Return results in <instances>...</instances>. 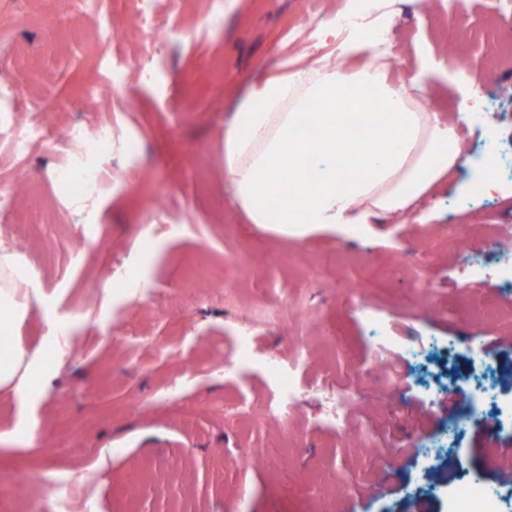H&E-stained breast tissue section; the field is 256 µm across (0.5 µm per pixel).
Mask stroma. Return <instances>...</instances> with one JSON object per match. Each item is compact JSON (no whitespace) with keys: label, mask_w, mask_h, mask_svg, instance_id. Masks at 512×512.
Returning a JSON list of instances; mask_svg holds the SVG:
<instances>
[{"label":"stroma","mask_w":512,"mask_h":512,"mask_svg":"<svg viewBox=\"0 0 512 512\" xmlns=\"http://www.w3.org/2000/svg\"><path fill=\"white\" fill-rule=\"evenodd\" d=\"M373 60L409 80L436 61L425 111L456 127L458 165L413 216L361 243L329 232L295 241L249 223L224 175V126L252 86L336 54L322 39L345 0H161L163 45L132 28L125 0H0V87L48 98L18 125L53 132L26 162L0 152V247L34 262L40 302L20 336L45 351L46 395L0 390V512H50L22 474L70 487L81 512H449L463 478L512 489V290L499 269L461 275L451 234L490 250L512 195H470L479 154L512 188V8L503 0H381ZM465 15L480 40L449 50ZM152 75L142 78L141 63ZM111 121L95 196L62 168ZM112 281L111 294L101 291ZM225 281V291L205 281ZM480 329L487 346L463 333ZM500 340L493 349L492 340ZM397 362L398 393L378 359ZM484 391L482 420L449 436L439 405ZM351 399L342 426L324 394ZM279 423L265 411L286 392ZM415 448L437 451L432 482Z\"/></svg>","instance_id":"obj_1"}]
</instances>
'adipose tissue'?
Listing matches in <instances>:
<instances>
[{"label":"adipose tissue","mask_w":512,"mask_h":512,"mask_svg":"<svg viewBox=\"0 0 512 512\" xmlns=\"http://www.w3.org/2000/svg\"><path fill=\"white\" fill-rule=\"evenodd\" d=\"M423 85L420 72L394 81L377 65L331 70L316 59L252 88L224 128L234 204L295 241L316 229L360 240L378 220L408 214L461 156L454 127L413 98ZM38 277L32 263L0 250V390L22 402L45 379L40 350L19 336Z\"/></svg>","instance_id":"ef3b65f1"}]
</instances>
